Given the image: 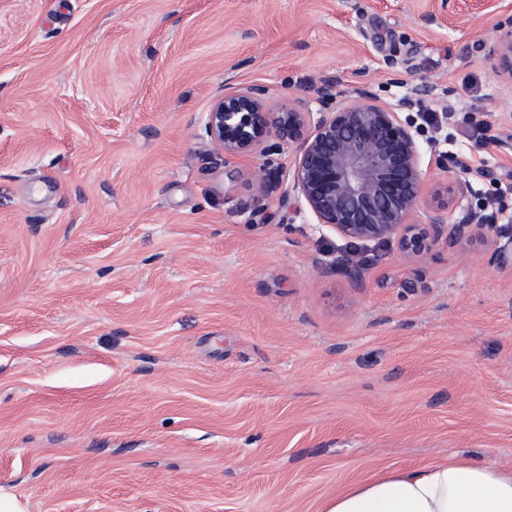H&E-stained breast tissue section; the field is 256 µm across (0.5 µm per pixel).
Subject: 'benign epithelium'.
<instances>
[{
    "instance_id": "7a95c632",
    "label": "benign epithelium",
    "mask_w": 512,
    "mask_h": 512,
    "mask_svg": "<svg viewBox=\"0 0 512 512\" xmlns=\"http://www.w3.org/2000/svg\"><path fill=\"white\" fill-rule=\"evenodd\" d=\"M494 54L497 72L512 79V28L496 37ZM337 85L334 75L321 78L318 99L334 108L319 112L310 111L297 97L273 112L263 85L226 88L206 113L208 143L226 160L264 156L284 146L295 148L292 191L318 224L354 243H392L403 259L417 262L440 242L459 248L482 237L493 248L495 260L501 265L508 263L509 256L490 236L496 214L484 207L455 217L450 204L432 205L423 222H411L426 186L418 132L399 113L415 109L422 89H415L391 107L377 100L366 80L340 100ZM436 163L466 175L448 186L452 198L469 190L471 176L496 178L495 172L475 170L457 156H439ZM252 187L251 216L258 222L265 218L267 201L286 191L279 172L265 162L253 172ZM335 272L356 288L363 285L364 262L352 253H342L333 266L321 268L324 275Z\"/></svg>"
}]
</instances>
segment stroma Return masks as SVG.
<instances>
[{
	"mask_svg": "<svg viewBox=\"0 0 512 512\" xmlns=\"http://www.w3.org/2000/svg\"><path fill=\"white\" fill-rule=\"evenodd\" d=\"M509 28L512 0H0V485L28 512H323L383 470L512 467V266L385 244L363 287L321 275L347 242L294 196L250 220L294 151L203 136L228 87H423L427 180L441 152L497 172L452 206L511 251ZM495 68L498 73L508 75L512 80V28L496 37ZM252 177L251 216L253 222H258L265 218L267 201L276 195H284L287 191L283 190V181L279 172L265 162L255 169Z\"/></svg>",
	"mask_w": 512,
	"mask_h": 512,
	"instance_id": "1",
	"label": "stroma"
}]
</instances>
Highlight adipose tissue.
<instances>
[{
  "instance_id": "ef3b65f1",
  "label": "adipose tissue",
  "mask_w": 512,
  "mask_h": 512,
  "mask_svg": "<svg viewBox=\"0 0 512 512\" xmlns=\"http://www.w3.org/2000/svg\"><path fill=\"white\" fill-rule=\"evenodd\" d=\"M325 512H512V469L452 456L390 470L346 487Z\"/></svg>"
}]
</instances>
